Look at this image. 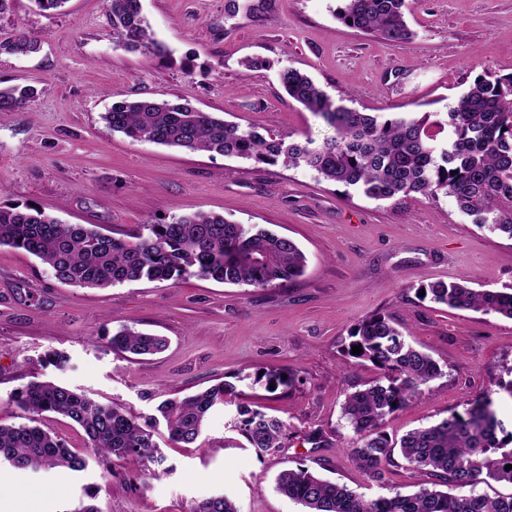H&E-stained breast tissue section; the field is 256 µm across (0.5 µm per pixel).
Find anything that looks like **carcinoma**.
<instances>
[{
	"instance_id": "carcinoma-1",
	"label": "carcinoma",
	"mask_w": 512,
	"mask_h": 512,
	"mask_svg": "<svg viewBox=\"0 0 512 512\" xmlns=\"http://www.w3.org/2000/svg\"><path fill=\"white\" fill-rule=\"evenodd\" d=\"M116 42L128 51L163 55L153 38L140 0H105ZM408 0H342L336 13L345 26L391 43L413 32L405 20ZM38 41L25 35L5 51L35 53ZM291 97L318 115L333 134L315 143L264 135L258 127L229 123L201 112L188 100L153 98L120 101L102 115L107 127L133 139L189 151L315 171L327 181L355 186L365 196L444 195L472 218V223L512 240V74L481 77L452 105L446 118L429 121L414 112L389 116L361 112L333 102L306 74L280 72ZM38 96L32 85L0 87V112H13ZM438 132H448L437 142ZM22 249L37 257L60 282L105 288L126 282L179 281L200 275L216 281L268 288L301 277L307 257L291 239L255 225L235 224L204 211L181 215L165 224L148 225V233L116 238L94 224H64L45 209L27 203L0 204V247ZM430 301L461 310L494 313L512 320V288L476 290L466 284L430 282ZM114 350L155 355L165 350L162 336L122 328L109 338ZM362 352L352 354V346ZM347 355L369 362L379 377L345 395L341 418L355 435L351 449L356 465L374 482H385L392 467L422 469L432 486L411 494L366 498L345 484L324 480L308 468L284 469L276 490L303 507V512H512V495L490 497L478 490L489 481L512 485V431L497 417L487 392L469 407L437 423L414 429L396 441L382 429L387 416L406 407L422 386L442 376L440 365L414 347L390 317L370 315L349 332ZM288 369L263 372L255 381L289 385ZM236 385L224 381L208 389L163 400L159 416L139 422L117 404H102L51 381H30L16 389L12 402L26 422L0 425V462L38 472L58 467L86 468V460L58 436L43 429L39 417L50 412L76 423L87 447L99 457L121 461L154 476L167 471V457L155 439L164 421L171 443L189 448L201 436L212 410L235 402L233 427L251 447H281L288 424L249 402L237 401ZM191 512H237L225 495L207 498Z\"/></svg>"
}]
</instances>
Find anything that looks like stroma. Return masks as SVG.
<instances>
[{"instance_id":"obj_1","label":"stroma","mask_w":512,"mask_h":512,"mask_svg":"<svg viewBox=\"0 0 512 512\" xmlns=\"http://www.w3.org/2000/svg\"><path fill=\"white\" fill-rule=\"evenodd\" d=\"M246 2L141 0L165 57L117 46L104 0H68L51 16L33 0H15L0 17V44L23 33L41 45L26 57L0 48V85L39 91L0 116V201L32 203L115 237L204 211L269 228L308 257L301 277L272 288L194 276L99 289L61 284L33 256L1 247L0 425L21 423L11 395L32 380L120 403L141 420L164 399L225 380L287 421L282 446L251 448L231 427L229 403L211 413L196 447L160 436L169 470L146 478L120 462L99 463L79 426L47 413L42 428L87 466L34 473L1 463L0 512H73L89 494L99 512H190L219 494L238 512H301L275 489L281 470L300 465L369 498L429 485L426 471L400 467L373 482L351 455L341 403L379 372L343 348L354 325L374 313L391 315L443 371L386 418V433L432 425L485 390L495 392L498 417L512 430V320L417 294L436 280L512 288V240L472 224L443 195L376 201L302 167L137 141L101 119L122 99L181 98L265 134L330 136L285 92V68L362 112L442 114L478 77L512 73V0H409L415 36L399 44L340 23L339 0H266L256 11ZM247 58L267 66L246 69ZM124 325L166 337L167 349L113 351L106 338ZM52 350L67 354L65 369L44 363ZM271 368L293 369L296 378L274 390L254 383Z\"/></svg>"}]
</instances>
